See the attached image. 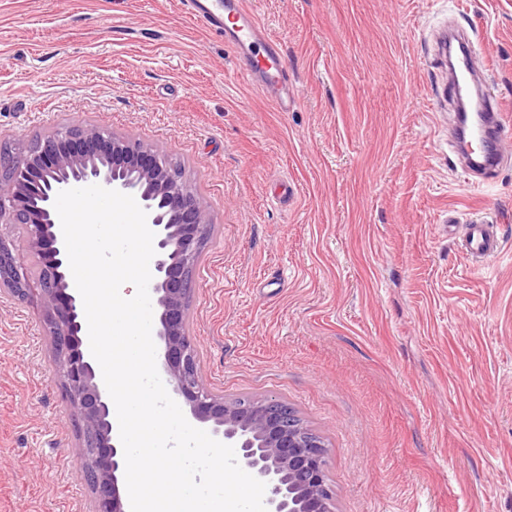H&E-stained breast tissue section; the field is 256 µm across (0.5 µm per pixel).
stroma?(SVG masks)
Here are the masks:
<instances>
[{"mask_svg": "<svg viewBox=\"0 0 512 512\" xmlns=\"http://www.w3.org/2000/svg\"><path fill=\"white\" fill-rule=\"evenodd\" d=\"M247 6L293 111L187 0H0V146L96 125L181 170L211 224L188 311L205 382L323 437L334 512H512V124L469 184L434 42L464 32L512 109V0ZM475 215L504 240L481 266ZM79 450L42 309L0 294V512H92ZM242 75L249 80L260 75L265 86L280 91L277 105L282 112H288L297 100L293 86L288 83V69L280 43L275 40L271 39L265 43L262 57H250Z\"/></svg>", "mask_w": 512, "mask_h": 512, "instance_id": "obj_1", "label": "stroma"}]
</instances>
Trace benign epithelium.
<instances>
[{"instance_id": "obj_1", "label": "benign epithelium", "mask_w": 512, "mask_h": 512, "mask_svg": "<svg viewBox=\"0 0 512 512\" xmlns=\"http://www.w3.org/2000/svg\"><path fill=\"white\" fill-rule=\"evenodd\" d=\"M100 185L133 196L156 239L151 260L158 308L161 368L191 418L234 447L239 465L266 483L267 512H331L324 443L285 403L273 398L226 401L203 381L187 329L186 300L209 232V217L181 171L154 149L94 125L61 128L19 161L0 157V224H21L28 250L42 258L38 276L52 368L81 440L77 460L94 512H127L120 490L123 447L106 386L83 348L79 296L59 281L68 265L54 207L59 192ZM0 290L24 299L30 279L12 245L0 237Z\"/></svg>"}]
</instances>
